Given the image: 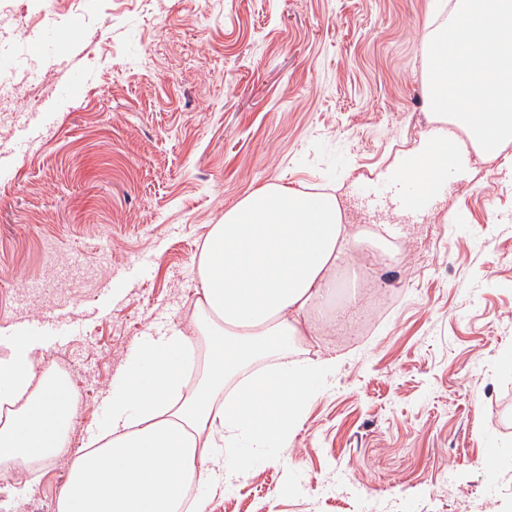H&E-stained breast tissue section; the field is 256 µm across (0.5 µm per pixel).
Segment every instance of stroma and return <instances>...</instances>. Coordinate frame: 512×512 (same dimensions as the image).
Here are the masks:
<instances>
[{
    "mask_svg": "<svg viewBox=\"0 0 512 512\" xmlns=\"http://www.w3.org/2000/svg\"><path fill=\"white\" fill-rule=\"evenodd\" d=\"M11 0L17 47L57 30L55 56L0 74V331L42 367L70 363L85 401L72 444L133 351L199 334L203 240L269 184H323L354 225L387 226L394 303L341 347L294 438L254 452L206 512H512V144L468 160L422 210L388 178L428 126V49L448 0ZM48 115L17 148L27 115ZM112 298L100 303L104 291ZM59 308L73 336L27 339ZM496 453L488 472L484 459ZM70 458L0 484V512H56Z\"/></svg>",
    "mask_w": 512,
    "mask_h": 512,
    "instance_id": "obj_1",
    "label": "stroma"
}]
</instances>
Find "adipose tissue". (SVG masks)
<instances>
[{"label": "adipose tissue", "instance_id": "adipose-tissue-1", "mask_svg": "<svg viewBox=\"0 0 512 512\" xmlns=\"http://www.w3.org/2000/svg\"><path fill=\"white\" fill-rule=\"evenodd\" d=\"M357 240L330 194L269 185L225 211L199 261L198 313L222 323L208 360L192 365L183 331L150 339L112 393L108 430L71 456L57 512H179L187 477L219 487L248 467L240 443L288 444L336 360L286 359ZM69 407L68 387L39 378L26 354L1 362L0 462L26 471L70 456Z\"/></svg>", "mask_w": 512, "mask_h": 512}]
</instances>
